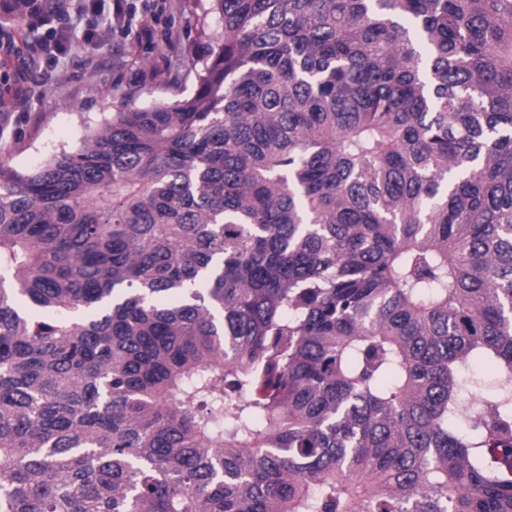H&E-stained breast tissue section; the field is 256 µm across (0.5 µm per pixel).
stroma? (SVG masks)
<instances>
[{
  "label": "stroma",
  "mask_w": 512,
  "mask_h": 512,
  "mask_svg": "<svg viewBox=\"0 0 512 512\" xmlns=\"http://www.w3.org/2000/svg\"><path fill=\"white\" fill-rule=\"evenodd\" d=\"M207 7L208 0H124L117 16L62 0L61 11H35L20 27L1 7L0 29L15 48L0 51V156L31 171L126 104L191 94V64L207 50L197 25ZM92 33L93 48L85 43Z\"/></svg>",
  "instance_id": "1"
}]
</instances>
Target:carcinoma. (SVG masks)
<instances>
[{
  "mask_svg": "<svg viewBox=\"0 0 512 512\" xmlns=\"http://www.w3.org/2000/svg\"><path fill=\"white\" fill-rule=\"evenodd\" d=\"M198 22L192 95L0 159V512H512V0ZM504 375L484 363H475L466 372L465 377L469 380L474 378L476 384L472 393L481 398H491L497 392L499 384Z\"/></svg>",
  "mask_w": 512,
  "mask_h": 512,
  "instance_id": "carcinoma-1",
  "label": "carcinoma"
}]
</instances>
